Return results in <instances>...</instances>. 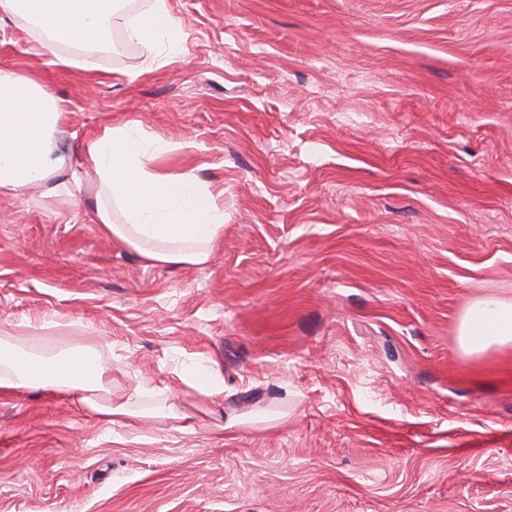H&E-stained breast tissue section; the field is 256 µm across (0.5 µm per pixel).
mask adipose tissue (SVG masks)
I'll use <instances>...</instances> for the list:
<instances>
[{
    "mask_svg": "<svg viewBox=\"0 0 512 512\" xmlns=\"http://www.w3.org/2000/svg\"><path fill=\"white\" fill-rule=\"evenodd\" d=\"M122 0H0L1 14L28 18L46 35L48 46L67 45L78 61L95 70L100 53L112 48V23ZM180 27L166 0H153L129 24V40L147 54L176 50ZM64 111L58 98L33 78L0 69V195L18 197L45 183L70 164L53 148ZM169 150L158 141L141 150L126 128H107L85 142L86 154L104 191L96 198L95 223L114 238L135 247L150 263L199 265L208 261L224 233V210L206 185L159 171L155 160ZM120 207L126 221L112 220ZM460 350L481 356L512 347V300L493 294L475 299L457 328ZM50 389L117 423L132 416L130 401L113 403L112 373L90 346L45 354L0 340V390Z\"/></svg>",
    "mask_w": 512,
    "mask_h": 512,
    "instance_id": "1",
    "label": "adipose tissue"
}]
</instances>
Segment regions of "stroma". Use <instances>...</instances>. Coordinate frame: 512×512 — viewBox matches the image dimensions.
<instances>
[{"instance_id":"obj_1","label":"stroma","mask_w":512,"mask_h":512,"mask_svg":"<svg viewBox=\"0 0 512 512\" xmlns=\"http://www.w3.org/2000/svg\"><path fill=\"white\" fill-rule=\"evenodd\" d=\"M168 3L178 51L123 15L92 72L0 18L72 166L130 128L224 209L206 263L161 265L92 220L94 173L0 196V337L97 347L149 411L0 391V512H512V349L457 344L512 300V0ZM457 340L463 353L474 356L512 347V300L493 294L475 299L460 319Z\"/></svg>"}]
</instances>
